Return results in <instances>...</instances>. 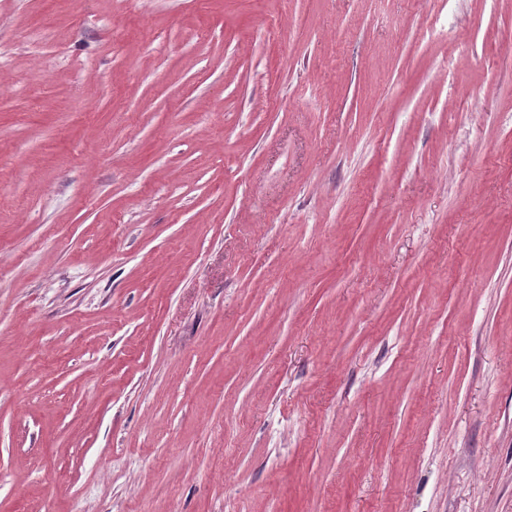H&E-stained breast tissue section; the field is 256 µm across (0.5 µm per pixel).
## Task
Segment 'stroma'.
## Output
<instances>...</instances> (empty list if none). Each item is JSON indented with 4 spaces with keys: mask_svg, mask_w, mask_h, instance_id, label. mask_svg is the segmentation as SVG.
<instances>
[{
    "mask_svg": "<svg viewBox=\"0 0 512 512\" xmlns=\"http://www.w3.org/2000/svg\"><path fill=\"white\" fill-rule=\"evenodd\" d=\"M0 512H512V0H0Z\"/></svg>",
    "mask_w": 512,
    "mask_h": 512,
    "instance_id": "1",
    "label": "stroma"
}]
</instances>
